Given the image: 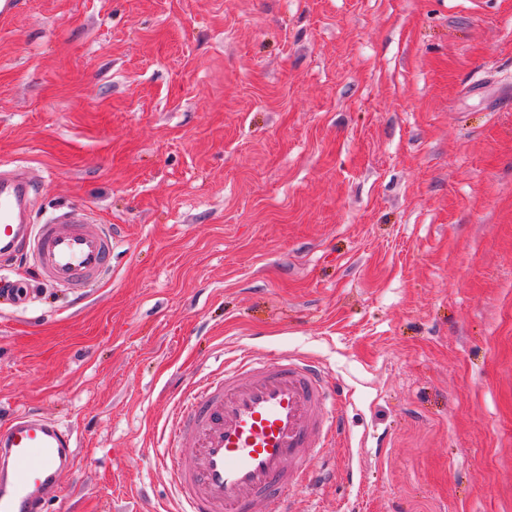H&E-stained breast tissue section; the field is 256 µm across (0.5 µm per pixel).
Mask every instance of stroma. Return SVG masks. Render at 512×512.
<instances>
[{
    "mask_svg": "<svg viewBox=\"0 0 512 512\" xmlns=\"http://www.w3.org/2000/svg\"><path fill=\"white\" fill-rule=\"evenodd\" d=\"M0 167L114 241L83 299L0 257V418L78 444L47 512H175L181 390L279 351L343 405L299 512H512V0H21Z\"/></svg>",
    "mask_w": 512,
    "mask_h": 512,
    "instance_id": "35a3bbf8",
    "label": "stroma"
}]
</instances>
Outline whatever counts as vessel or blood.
<instances>
[{
    "instance_id": "obj_1",
    "label": "vessel or blood",
    "mask_w": 512,
    "mask_h": 512,
    "mask_svg": "<svg viewBox=\"0 0 512 512\" xmlns=\"http://www.w3.org/2000/svg\"><path fill=\"white\" fill-rule=\"evenodd\" d=\"M31 180L0 171V255H30L44 281L73 289L101 278L112 233L71 214L34 226ZM341 401L323 367L281 352L240 359L189 386L169 429L177 512H295L297 487L323 475L310 461L340 434ZM77 454L72 433L34 412L0 426V512H45Z\"/></svg>"
}]
</instances>
